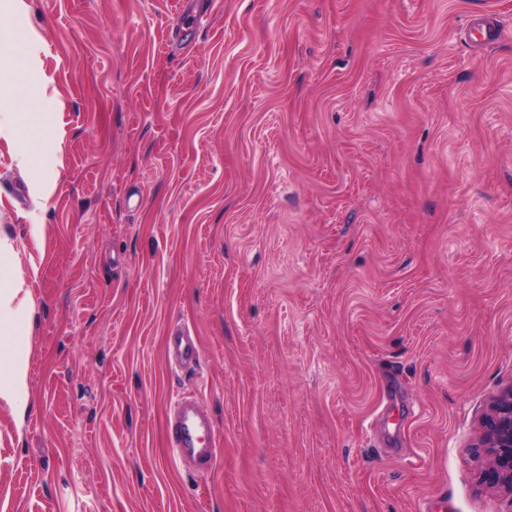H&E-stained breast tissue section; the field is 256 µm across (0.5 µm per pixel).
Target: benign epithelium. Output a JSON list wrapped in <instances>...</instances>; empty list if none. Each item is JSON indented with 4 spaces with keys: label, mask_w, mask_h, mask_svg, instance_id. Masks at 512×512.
Listing matches in <instances>:
<instances>
[{
    "label": "benign epithelium",
    "mask_w": 512,
    "mask_h": 512,
    "mask_svg": "<svg viewBox=\"0 0 512 512\" xmlns=\"http://www.w3.org/2000/svg\"><path fill=\"white\" fill-rule=\"evenodd\" d=\"M481 428V481L512 497V386L491 397Z\"/></svg>",
    "instance_id": "7a95c632"
}]
</instances>
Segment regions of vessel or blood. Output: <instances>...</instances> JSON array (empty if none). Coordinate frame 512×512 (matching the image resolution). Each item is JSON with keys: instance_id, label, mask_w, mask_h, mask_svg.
I'll use <instances>...</instances> for the list:
<instances>
[{"instance_id": "b4317fda", "label": "vessel or blood", "mask_w": 512, "mask_h": 512, "mask_svg": "<svg viewBox=\"0 0 512 512\" xmlns=\"http://www.w3.org/2000/svg\"><path fill=\"white\" fill-rule=\"evenodd\" d=\"M168 357L180 368L198 365L199 346L189 328H176L169 336ZM167 433L184 469L203 472L215 466L221 440L212 418L196 398L182 396L173 403L167 414Z\"/></svg>"}]
</instances>
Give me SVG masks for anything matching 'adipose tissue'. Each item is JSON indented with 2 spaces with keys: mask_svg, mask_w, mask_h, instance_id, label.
<instances>
[{
  "mask_svg": "<svg viewBox=\"0 0 512 512\" xmlns=\"http://www.w3.org/2000/svg\"><path fill=\"white\" fill-rule=\"evenodd\" d=\"M24 135L28 146L15 157L17 166L34 176L36 196L47 200L50 175L41 167V149L54 143L52 117L46 112L17 116L0 111V136ZM20 254L14 240L0 235V410L23 423L33 411L30 394V345L34 308L30 290L20 272Z\"/></svg>",
  "mask_w": 512,
  "mask_h": 512,
  "instance_id": "obj_1",
  "label": "adipose tissue"
}]
</instances>
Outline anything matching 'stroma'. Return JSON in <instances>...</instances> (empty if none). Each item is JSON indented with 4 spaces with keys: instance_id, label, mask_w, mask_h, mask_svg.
<instances>
[{
    "instance_id": "35a3bbf8",
    "label": "stroma",
    "mask_w": 512,
    "mask_h": 512,
    "mask_svg": "<svg viewBox=\"0 0 512 512\" xmlns=\"http://www.w3.org/2000/svg\"><path fill=\"white\" fill-rule=\"evenodd\" d=\"M27 2L0 103L63 153L39 208L0 137L39 270L0 512H507L471 447L512 385V0ZM179 393L211 472L168 447ZM179 368L199 364L200 351L195 336L187 327H178L168 338V360ZM167 433L180 465L191 471L211 470L218 459L221 440L212 418L192 396H181L167 414Z\"/></svg>"
}]
</instances>
